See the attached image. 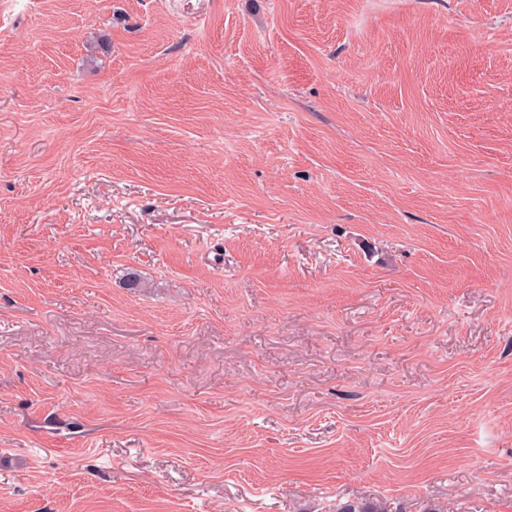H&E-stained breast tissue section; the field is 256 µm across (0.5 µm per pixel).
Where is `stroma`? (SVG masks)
<instances>
[{
    "label": "stroma",
    "instance_id": "stroma-1",
    "mask_svg": "<svg viewBox=\"0 0 512 512\" xmlns=\"http://www.w3.org/2000/svg\"><path fill=\"white\" fill-rule=\"evenodd\" d=\"M356 498L512 512V0H0V512Z\"/></svg>",
    "mask_w": 512,
    "mask_h": 512
}]
</instances>
